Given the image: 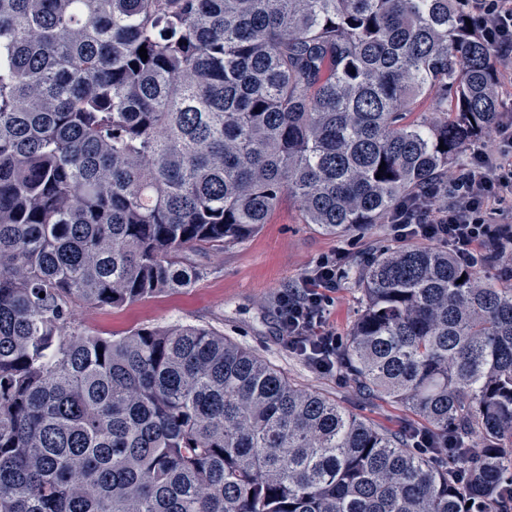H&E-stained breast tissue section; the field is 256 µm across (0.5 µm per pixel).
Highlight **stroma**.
<instances>
[{
    "instance_id": "stroma-1",
    "label": "stroma",
    "mask_w": 512,
    "mask_h": 512,
    "mask_svg": "<svg viewBox=\"0 0 512 512\" xmlns=\"http://www.w3.org/2000/svg\"><path fill=\"white\" fill-rule=\"evenodd\" d=\"M395 243L386 223L340 238L323 235L314 225L303 223L298 201L286 195L268 223L247 238L216 249L186 250L185 258L203 271L193 288L119 308L81 304L74 310L75 325L100 336L177 324L210 327L267 360L289 381L323 393L380 430L402 434L422 429L425 421L408 406L363 394L346 370L332 376L314 372L289 353L278 325L280 291L300 287L307 267L319 256L345 250L347 274L336 292L329 322L339 336L348 337L362 309L353 273L365 256Z\"/></svg>"
}]
</instances>
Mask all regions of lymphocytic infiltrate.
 I'll return each mask as SVG.
<instances>
[{"label":"lymphocytic infiltrate","instance_id":"lymphocytic-infiltrate-1","mask_svg":"<svg viewBox=\"0 0 512 512\" xmlns=\"http://www.w3.org/2000/svg\"><path fill=\"white\" fill-rule=\"evenodd\" d=\"M467 6L493 50L494 63L512 75V0H467ZM494 129L493 154L474 151L469 164L397 206L388 219L397 239L437 241L448 245L461 264L474 267L492 259L512 274L506 260L512 226L493 224L503 206L512 205V114L499 113ZM343 261L340 252L322 255L300 287L278 296L280 331L289 352L326 375L338 368L341 340L327 313L345 273Z\"/></svg>","mask_w":512,"mask_h":512}]
</instances>
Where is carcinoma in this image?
Instances as JSON below:
<instances>
[{
  "mask_svg": "<svg viewBox=\"0 0 512 512\" xmlns=\"http://www.w3.org/2000/svg\"><path fill=\"white\" fill-rule=\"evenodd\" d=\"M467 17L0 0V512H512V288L448 249L371 255L339 361L473 447L462 472L212 328L72 321L193 287L182 253L250 236L285 194L330 237L382 223L495 122Z\"/></svg>",
  "mask_w": 512,
  "mask_h": 512,
  "instance_id": "carcinoma-1",
  "label": "carcinoma"
}]
</instances>
